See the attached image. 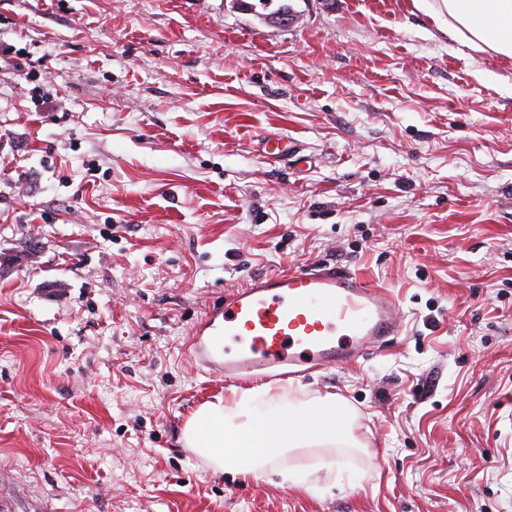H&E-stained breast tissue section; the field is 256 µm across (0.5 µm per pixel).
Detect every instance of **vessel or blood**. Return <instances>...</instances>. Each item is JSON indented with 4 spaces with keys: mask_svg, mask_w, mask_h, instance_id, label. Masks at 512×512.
<instances>
[{
    "mask_svg": "<svg viewBox=\"0 0 512 512\" xmlns=\"http://www.w3.org/2000/svg\"><path fill=\"white\" fill-rule=\"evenodd\" d=\"M400 332L389 289L344 270L304 269L258 277L213 302L191 358L227 378L282 380L357 363Z\"/></svg>",
    "mask_w": 512,
    "mask_h": 512,
    "instance_id": "vessel-or-blood-1",
    "label": "vessel or blood"
}]
</instances>
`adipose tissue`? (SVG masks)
I'll return each mask as SVG.
<instances>
[{
    "label": "adipose tissue",
    "instance_id": "ef3b65f1",
    "mask_svg": "<svg viewBox=\"0 0 512 512\" xmlns=\"http://www.w3.org/2000/svg\"><path fill=\"white\" fill-rule=\"evenodd\" d=\"M449 40L474 50L512 57V0H413ZM268 390L250 389L202 404L188 420L183 440L218 473L262 478L276 461L285 482L305 484L316 466L298 463L311 448L351 446L347 413L335 398L300 407H274Z\"/></svg>",
    "mask_w": 512,
    "mask_h": 512
}]
</instances>
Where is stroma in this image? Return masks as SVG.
<instances>
[{
	"mask_svg": "<svg viewBox=\"0 0 512 512\" xmlns=\"http://www.w3.org/2000/svg\"><path fill=\"white\" fill-rule=\"evenodd\" d=\"M0 41V512H512V58L412 0H0ZM307 267L405 313L270 386L358 445L332 487L214 473L193 329Z\"/></svg>",
	"mask_w": 512,
	"mask_h": 512,
	"instance_id": "1",
	"label": "stroma"
}]
</instances>
